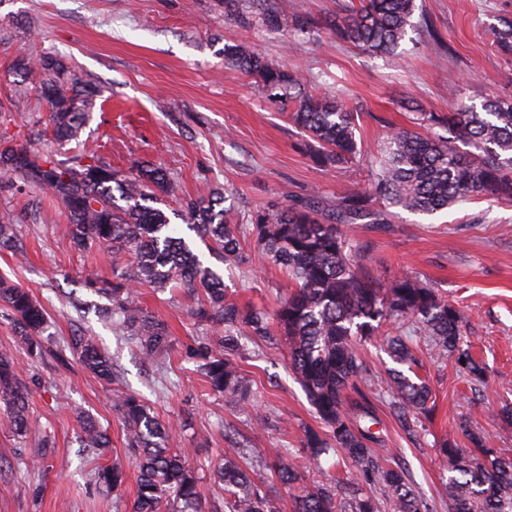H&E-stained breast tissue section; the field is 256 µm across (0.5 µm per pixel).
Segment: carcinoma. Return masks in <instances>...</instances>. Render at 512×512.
Instances as JSON below:
<instances>
[{
	"instance_id": "obj_1",
	"label": "carcinoma",
	"mask_w": 512,
	"mask_h": 512,
	"mask_svg": "<svg viewBox=\"0 0 512 512\" xmlns=\"http://www.w3.org/2000/svg\"><path fill=\"white\" fill-rule=\"evenodd\" d=\"M415 10V0H352L333 30L369 53L392 54L414 27ZM494 37L502 52L512 53V20L501 22ZM224 60L253 79L272 105L288 113L304 132L302 150L315 165L347 168L362 155L355 112L344 98L312 94L296 69L268 61L248 43L224 46ZM16 73L40 89L51 112L53 142L60 146L76 139L103 94L61 56H44L36 63L22 59ZM418 120L443 128L445 134L390 129L370 190L342 193L334 224L319 215L313 201L256 209L245 226L227 222L225 214L234 205L223 206L228 197L219 191L186 204L192 229L211 239L224 259L248 262L241 244L247 233L268 261L288 274L294 289L274 310L242 307L228 299L223 276L203 266L170 227L166 213L153 206L170 189L163 168L143 164L131 178L92 154L77 153L63 161L51 152L0 142V176H17L26 185L48 191L67 211L68 234L77 248L132 252L130 272L112 282L92 280L87 288L111 302L98 309L99 318L133 339L143 358L165 362L172 339L165 320L139 305L137 289L165 288L173 282L200 296L195 318L215 336L198 353L199 373L213 393L224 396L229 405L251 403V379L235 361L244 349L242 338L280 340L298 383L329 430L327 439L312 428L305 430L309 467L322 472L321 456L334 449L357 465L352 481L330 477L301 485L297 472L284 462L288 449L274 448L253 460L242 446L227 448L210 472V479L224 491V509L215 512H280L266 485L265 472L271 468L282 486L296 488L293 512H380L382 498L392 512H428L404 472L384 465L389 451L371 430L377 424L374 403L359 388L369 376L359 345L385 336L393 360L407 368L392 373L390 402L394 414L404 420L431 416V391L415 373L417 360L406 338L389 334L385 326L409 323L416 335L454 357L474 381H483L485 367L464 346L461 314L454 305L416 277L385 279L371 271L361 263L341 225L364 219L383 223L384 214L371 208L376 200L422 214H435L467 199L512 202V102L487 99L478 107L462 103L444 120L432 112L419 113ZM0 250L17 251L13 225L4 220ZM0 303L10 312L18 342L41 353L43 306L28 290L6 280H0ZM70 347L85 370L109 384L114 381L112 358L93 341L74 335ZM349 389L355 398L345 395ZM28 399L11 354L0 351V402L8 407L12 433L21 439L32 432ZM112 406L126 427V450L138 471L134 512H205L202 481L188 463V450L169 447L172 427L134 393L112 390ZM73 417L82 447L99 454L110 446L107 429L93 416L76 407ZM364 420L369 425L361 426ZM468 437L472 448L467 452L447 440L440 444L448 462L445 491L453 512H512V454L485 447L476 433ZM94 479L100 490L112 493L125 483L126 471L120 462L97 466ZM375 482L380 499L362 488Z\"/></svg>"
}]
</instances>
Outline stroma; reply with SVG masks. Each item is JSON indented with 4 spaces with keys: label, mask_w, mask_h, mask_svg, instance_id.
Wrapping results in <instances>:
<instances>
[{
    "label": "stroma",
    "mask_w": 512,
    "mask_h": 512,
    "mask_svg": "<svg viewBox=\"0 0 512 512\" xmlns=\"http://www.w3.org/2000/svg\"><path fill=\"white\" fill-rule=\"evenodd\" d=\"M343 3L274 0L286 18L311 21L314 34L305 38L297 30L288 34L260 22L241 23L224 0H0V138L43 147L48 106L36 89L21 88L14 66L23 56H64L75 73L105 92L89 126L63 148V157L86 152L130 175L143 162L167 169L175 192L162 208L203 264L223 275L228 298L243 306L275 307L292 287L287 274L268 265L250 240L244 245L248 263L227 266L212 243L182 220L184 200L227 189L235 194L239 217L274 203L312 199L330 215L339 193L368 188L377 147L390 126L413 127L418 113L443 116L460 102L512 100V55L502 54L492 36L499 19H512V0H416L417 27L393 55L382 57L333 33L331 22ZM238 41L301 69L308 90L345 98L359 113L360 162L337 171L314 166L300 149L301 131L240 70L225 64V44ZM385 215L384 224L360 222L343 230L364 247L368 268L419 277L448 298L465 317L473 357L487 368L486 383L469 381L453 358L414 341L434 412L423 423L403 424L390 408L386 385L393 361L383 344L361 348L371 369L363 389L378 398L377 435L430 512H448L443 440L468 447L460 430L466 424L487 447L512 450V421L501 413L503 404H512V202L465 200L433 215L390 206ZM1 218L15 224L24 253L0 251V277L41 302L49 338L44 356L31 358L0 306V351L11 353L29 390L36 434L20 442L0 409V512H133L137 471L127 464L124 427L108 385L68 349L76 332L111 355L117 387L176 426L173 445L189 449L195 464L212 467L236 440L261 453L287 449L288 464L306 482L316 480L302 440L306 429L323 425L292 375L282 344H248L238 364L253 381L254 403L230 406L198 372L196 354L211 335L195 323V302L182 288L141 290L143 308L163 318L173 336L171 358L160 369L111 325L80 317L67 302L68 293L83 291L86 280H111L128 269L130 253L78 250L63 208L19 179L0 181ZM74 404L108 430L110 446L100 463H126L120 491L98 489L80 454L79 428L70 413ZM41 434L55 452L35 465L31 459Z\"/></svg>",
    "instance_id": "1"
}]
</instances>
